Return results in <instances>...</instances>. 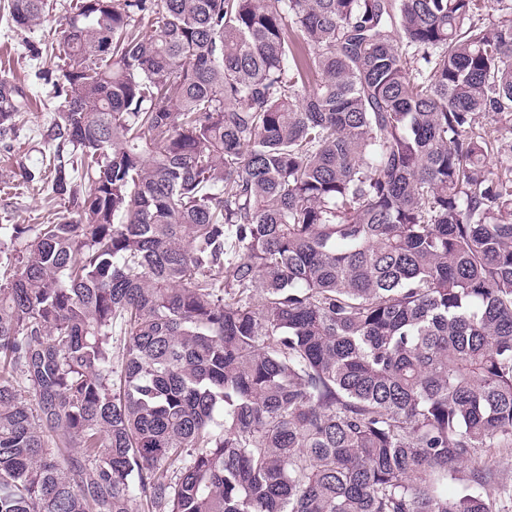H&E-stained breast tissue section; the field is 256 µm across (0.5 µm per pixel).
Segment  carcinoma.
<instances>
[{"label": "carcinoma", "mask_w": 512, "mask_h": 512, "mask_svg": "<svg viewBox=\"0 0 512 512\" xmlns=\"http://www.w3.org/2000/svg\"><path fill=\"white\" fill-rule=\"evenodd\" d=\"M482 2L71 0L43 80L77 219L4 263L0 512L512 499L481 460L512 449V0ZM26 105L0 82V133Z\"/></svg>", "instance_id": "carcinoma-1"}]
</instances>
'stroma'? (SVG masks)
<instances>
[{
    "mask_svg": "<svg viewBox=\"0 0 512 512\" xmlns=\"http://www.w3.org/2000/svg\"><path fill=\"white\" fill-rule=\"evenodd\" d=\"M0 0V79L10 81L27 96V108L14 130L0 134V176L11 177L13 189L0 192V225L24 224L28 237H35L41 224L65 213L66 199L54 196L46 154L48 142L58 120V103L51 99L40 72L55 70L58 63L51 49L70 0H47L45 20L33 32L8 27L5 6ZM27 171L43 173L35 184H25L21 175Z\"/></svg>",
    "mask_w": 512,
    "mask_h": 512,
    "instance_id": "1",
    "label": "stroma"
}]
</instances>
